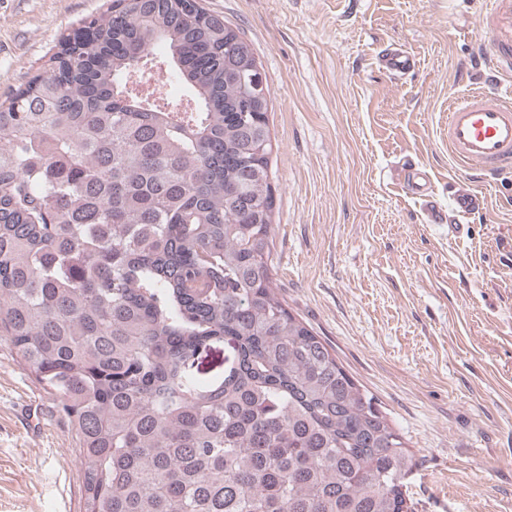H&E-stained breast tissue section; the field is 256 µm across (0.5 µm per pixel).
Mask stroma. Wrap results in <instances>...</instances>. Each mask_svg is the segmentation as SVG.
Instances as JSON below:
<instances>
[{
  "mask_svg": "<svg viewBox=\"0 0 512 512\" xmlns=\"http://www.w3.org/2000/svg\"><path fill=\"white\" fill-rule=\"evenodd\" d=\"M105 0H0V101ZM237 26L270 90L274 281L417 459L416 512H512V175L458 169L448 96L479 89L487 0H202ZM395 44L417 65L379 69ZM425 169L428 223L398 174ZM85 464L59 399L0 342V512H83ZM450 202V214L448 222L459 221V218L466 217L478 206L477 198L465 190H459L448 196Z\"/></svg>",
  "mask_w": 512,
  "mask_h": 512,
  "instance_id": "1",
  "label": "stroma"
}]
</instances>
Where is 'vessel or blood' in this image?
<instances>
[{
    "mask_svg": "<svg viewBox=\"0 0 512 512\" xmlns=\"http://www.w3.org/2000/svg\"><path fill=\"white\" fill-rule=\"evenodd\" d=\"M481 31L491 50V68L497 73L512 72V0H491L482 14ZM379 64L393 76H402L416 66L415 58L399 47L382 51ZM445 138L448 153L462 169L495 178L512 172V93L492 98L480 92L453 95L448 102ZM426 172L413 173L407 187L419 198L432 222L442 220L436 203L428 195ZM452 220L466 217L478 201L471 193L460 190L450 195Z\"/></svg>",
    "mask_w": 512,
    "mask_h": 512,
    "instance_id": "vessel-or-blood-1",
    "label": "vessel or blood"
}]
</instances>
